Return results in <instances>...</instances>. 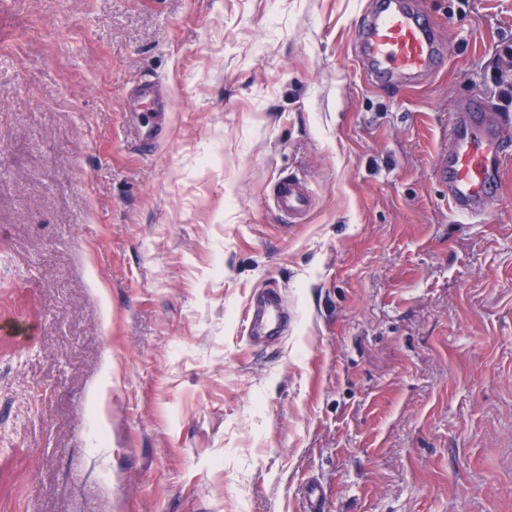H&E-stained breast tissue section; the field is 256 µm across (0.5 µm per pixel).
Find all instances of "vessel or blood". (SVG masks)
Masks as SVG:
<instances>
[{
  "mask_svg": "<svg viewBox=\"0 0 512 512\" xmlns=\"http://www.w3.org/2000/svg\"><path fill=\"white\" fill-rule=\"evenodd\" d=\"M353 40L356 54L373 81H418L445 62V47L412 0H368L357 20ZM169 108L152 79L138 81L132 91L128 122L148 149L167 130ZM512 146L495 112L484 100L469 98L448 129V143L437 155L434 172L447 186L448 200L460 214H480L498 189L502 155ZM274 212L292 224L303 223L314 206L309 184L286 175L271 185ZM292 315L278 292L263 291L250 300L244 315L249 339L267 341L282 336Z\"/></svg>",
  "mask_w": 512,
  "mask_h": 512,
  "instance_id": "vessel-or-blood-1",
  "label": "vessel or blood"
}]
</instances>
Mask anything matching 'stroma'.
<instances>
[{"mask_svg":"<svg viewBox=\"0 0 512 512\" xmlns=\"http://www.w3.org/2000/svg\"><path fill=\"white\" fill-rule=\"evenodd\" d=\"M415 5L447 64L404 89L365 0H0V512H512V152L476 217L434 175L465 100L512 116V0ZM158 82L152 79L138 81L129 101L126 117L138 132L139 145L149 149L161 139L168 128V104L158 93ZM269 200L272 210L289 224H302L314 206L309 184L291 175L278 177L271 184ZM291 320L288 305L276 291L255 294L244 315L247 337L254 341H267L282 336Z\"/></svg>","mask_w":512,"mask_h":512,"instance_id":"35a3bbf8","label":"stroma"}]
</instances>
